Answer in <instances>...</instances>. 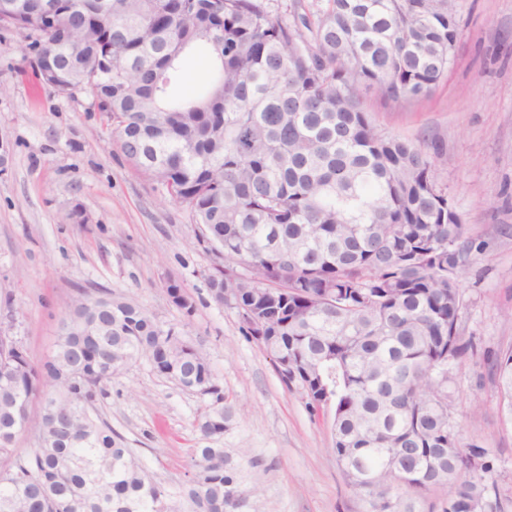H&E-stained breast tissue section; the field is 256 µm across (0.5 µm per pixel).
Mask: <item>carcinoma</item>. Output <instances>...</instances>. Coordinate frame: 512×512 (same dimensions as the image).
<instances>
[{"mask_svg":"<svg viewBox=\"0 0 512 512\" xmlns=\"http://www.w3.org/2000/svg\"><path fill=\"white\" fill-rule=\"evenodd\" d=\"M0 27L51 60L33 72L83 93L133 166L186 206L224 265L213 299L265 317V346L297 386L334 407L332 451L366 512H502L484 449L448 420V362L472 245L440 182L443 152L374 126V93L428 96L454 67L458 0H322L273 15L258 0H13ZM195 53L208 80L173 92ZM212 395L201 431L232 406L203 352L112 294L79 299L35 365L0 341V512H238L244 492L222 448H196V477L163 485L94 417L112 378L141 357ZM492 371L512 424V350ZM48 438L14 457L32 423ZM449 488L439 506L422 494Z\"/></svg>","mask_w":512,"mask_h":512,"instance_id":"cac0c4a2","label":"carcinoma"}]
</instances>
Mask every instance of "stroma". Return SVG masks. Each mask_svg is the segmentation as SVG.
Wrapping results in <instances>:
<instances>
[{
    "label": "stroma",
    "instance_id": "1",
    "mask_svg": "<svg viewBox=\"0 0 512 512\" xmlns=\"http://www.w3.org/2000/svg\"><path fill=\"white\" fill-rule=\"evenodd\" d=\"M458 59L426 98L368 95L377 130L440 146L439 177L475 246L463 277L459 331L478 352L448 365L450 423L494 460L488 479L512 512V426L484 351L512 349V0H459ZM0 331L33 362L50 355L68 306L88 293L125 297L201 348L233 416L200 429L212 397L180 386L141 358L115 378L97 412L155 480L190 481L197 448H221L241 490L240 512H365L332 446V412L313 413L282 383L273 355L246 336L236 309L209 289L216 257L189 210L138 172L84 95L36 79L26 41L0 28ZM83 221L75 223L72 212ZM181 286L192 311L167 292Z\"/></svg>",
    "mask_w": 512,
    "mask_h": 512
}]
</instances>
